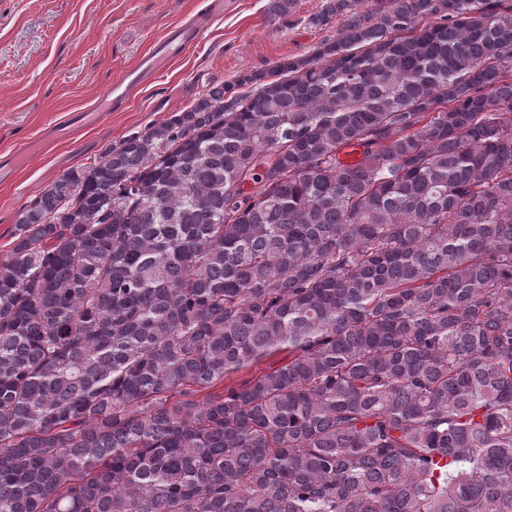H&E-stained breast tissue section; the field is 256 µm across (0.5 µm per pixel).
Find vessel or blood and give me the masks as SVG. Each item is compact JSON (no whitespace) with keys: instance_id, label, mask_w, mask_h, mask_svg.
<instances>
[{"instance_id":"1","label":"vessel or blood","mask_w":512,"mask_h":512,"mask_svg":"<svg viewBox=\"0 0 512 512\" xmlns=\"http://www.w3.org/2000/svg\"><path fill=\"white\" fill-rule=\"evenodd\" d=\"M199 36V27L191 24L183 26L178 34H169L156 41L135 67L113 83L105 97L106 103L115 105L125 100L130 88L142 85L145 79L155 78L168 62L197 42Z\"/></svg>"}]
</instances>
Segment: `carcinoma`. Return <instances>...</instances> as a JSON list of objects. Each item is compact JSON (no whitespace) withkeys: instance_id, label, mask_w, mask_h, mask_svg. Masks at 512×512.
Listing matches in <instances>:
<instances>
[{"instance_id":"1","label":"carcinoma","mask_w":512,"mask_h":512,"mask_svg":"<svg viewBox=\"0 0 512 512\" xmlns=\"http://www.w3.org/2000/svg\"><path fill=\"white\" fill-rule=\"evenodd\" d=\"M376 2L17 214L0 512H512V0Z\"/></svg>"}]
</instances>
